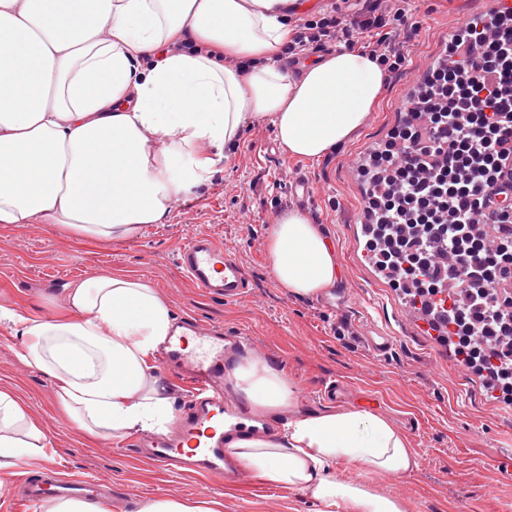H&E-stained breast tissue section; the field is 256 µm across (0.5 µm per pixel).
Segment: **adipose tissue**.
I'll list each match as a JSON object with an SVG mask.
<instances>
[{
  "label": "adipose tissue",
  "instance_id": "obj_1",
  "mask_svg": "<svg viewBox=\"0 0 512 512\" xmlns=\"http://www.w3.org/2000/svg\"><path fill=\"white\" fill-rule=\"evenodd\" d=\"M298 0H0V224H54L102 243L167 223L207 183L250 119L270 120L287 155L318 159L363 125L387 67L340 50L289 72L279 55ZM193 51L164 53L168 43ZM248 64L224 65V57ZM276 282L308 298L332 285L336 254L297 211L271 225ZM25 359L53 380L56 402L89 437L156 431L173 409L154 357L175 328L147 280L112 272L76 282L52 319L0 307ZM227 380L252 409L276 416L297 400L286 374L243 359ZM51 441L23 400L0 388V467L43 455ZM234 458L263 481L308 493L318 512H405L367 483L339 478L419 468L405 433L366 409L305 411L271 437H232Z\"/></svg>",
  "mask_w": 512,
  "mask_h": 512
}]
</instances>
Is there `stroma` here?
Masks as SVG:
<instances>
[{"label": "stroma", "mask_w": 512, "mask_h": 512, "mask_svg": "<svg viewBox=\"0 0 512 512\" xmlns=\"http://www.w3.org/2000/svg\"><path fill=\"white\" fill-rule=\"evenodd\" d=\"M312 2L315 11H298L292 25L324 32L330 18L352 19L366 8L365 0ZM380 9L385 26L353 36L337 31L335 39L300 52L288 65L296 72L328 52H359L389 41L394 29H408V37L385 53L390 68L382 97L349 141L318 160L293 158L282 151L269 120H248L236 150L217 163L209 183L177 203L168 223L148 225L125 241L100 243L51 224H0V305L50 316L67 284L108 272L145 279L175 317L246 334L253 357L283 367L297 386L298 408L307 409L306 395L340 380L352 393L336 399V406L367 407L393 420L417 453L419 469L371 482L401 499L406 512H512V406L490 400L481 378L457 374L424 329L405 332L399 293L376 280L357 224L365 204L356 172L364 146L381 142L401 122L417 75L441 57L455 27L488 12L489 0H382ZM298 178L312 186V199L293 195ZM290 211L320 225L336 253V282L323 296L294 297L270 272L267 233ZM198 233L222 242L242 263L250 280L242 299L207 294L179 272L178 253ZM343 288L356 289L355 300L343 303ZM370 316L394 336L380 361L364 340ZM22 352L20 338L0 324V388L19 394L51 440L34 466L0 469V480L14 491L57 463L68 476L89 482L95 496L111 498L117 512H138L159 497L214 498L223 502V512H316L309 495L266 483L251 471L244 490L228 491L187 468L160 470L135 453L130 439L86 437L59 411L51 378L26 363Z\"/></svg>", "instance_id": "35a3bbf8"}]
</instances>
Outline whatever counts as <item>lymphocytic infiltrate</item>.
I'll list each match as a JSON object with an SVG mask.
<instances>
[{
	"instance_id": "1",
	"label": "lymphocytic infiltrate",
	"mask_w": 512,
	"mask_h": 512,
	"mask_svg": "<svg viewBox=\"0 0 512 512\" xmlns=\"http://www.w3.org/2000/svg\"><path fill=\"white\" fill-rule=\"evenodd\" d=\"M403 122L362 172L369 258L394 287L438 307L455 355L491 392L512 396V11L461 25Z\"/></svg>"
}]
</instances>
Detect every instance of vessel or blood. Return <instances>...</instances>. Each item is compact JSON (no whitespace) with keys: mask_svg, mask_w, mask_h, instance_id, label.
Instances as JSON below:
<instances>
[{"mask_svg":"<svg viewBox=\"0 0 512 512\" xmlns=\"http://www.w3.org/2000/svg\"><path fill=\"white\" fill-rule=\"evenodd\" d=\"M177 266L204 292L241 299L248 286L247 274L237 258L208 234L199 233L181 249ZM183 332L172 337L159 354L160 364L177 373L188 385L189 405L180 424L177 441L150 438L139 443L145 457L167 470L192 468L227 485L237 484L234 467L228 466L223 437L210 423L224 417L231 405L224 393V368L229 358L250 353L249 339L220 327L204 328L192 319L182 321ZM90 486L81 480H60L50 475L29 479L22 493L24 505L51 498L87 497Z\"/></svg>","mask_w":512,"mask_h":512,"instance_id":"b4317fda","label":"vessel or blood"}]
</instances>
